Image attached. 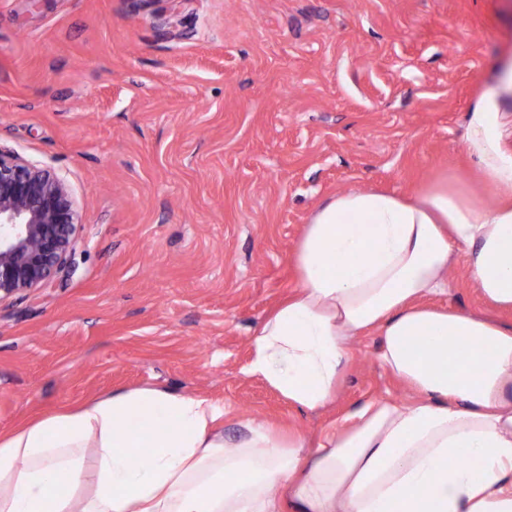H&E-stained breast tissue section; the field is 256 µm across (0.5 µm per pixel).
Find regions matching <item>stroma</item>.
<instances>
[{"label": "stroma", "instance_id": "35a3bbf8", "mask_svg": "<svg viewBox=\"0 0 512 512\" xmlns=\"http://www.w3.org/2000/svg\"><path fill=\"white\" fill-rule=\"evenodd\" d=\"M507 52L512 0H0V149L79 214L69 274L0 302V433L149 386L312 437L410 400L367 333L303 414L250 340L336 194L480 192L465 114Z\"/></svg>", "mask_w": 512, "mask_h": 512}]
</instances>
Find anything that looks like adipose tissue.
Instances as JSON below:
<instances>
[{"mask_svg": "<svg viewBox=\"0 0 512 512\" xmlns=\"http://www.w3.org/2000/svg\"><path fill=\"white\" fill-rule=\"evenodd\" d=\"M511 108L509 61L466 114L484 195L440 179L320 206L292 256L296 287L251 339L248 373L320 413L350 341L375 330L414 402H366L313 439L249 419L229 441L222 402L118 390L0 435V512H512V323L494 316L512 309ZM460 262L485 312L425 306Z\"/></svg>", "mask_w": 512, "mask_h": 512, "instance_id": "ef3b65f1", "label": "adipose tissue"}]
</instances>
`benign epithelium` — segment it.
I'll use <instances>...</instances> for the list:
<instances>
[{
    "mask_svg": "<svg viewBox=\"0 0 512 512\" xmlns=\"http://www.w3.org/2000/svg\"><path fill=\"white\" fill-rule=\"evenodd\" d=\"M77 226L74 201L60 177L0 150V302L43 288L63 273Z\"/></svg>",
    "mask_w": 512,
    "mask_h": 512,
    "instance_id": "benign-epithelium-1",
    "label": "benign epithelium"
}]
</instances>
